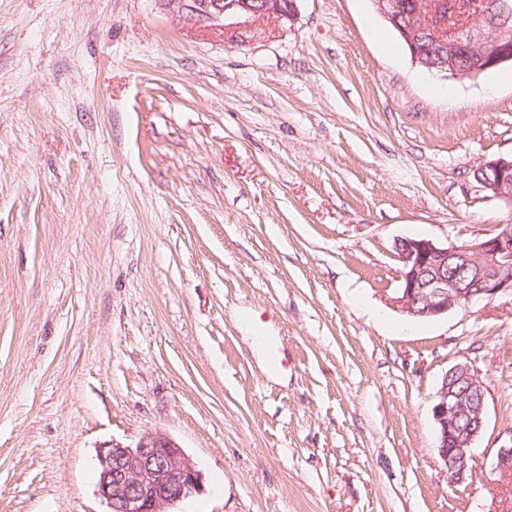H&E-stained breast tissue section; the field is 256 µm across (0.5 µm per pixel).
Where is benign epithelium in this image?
<instances>
[{
	"label": "benign epithelium",
	"mask_w": 512,
	"mask_h": 512,
	"mask_svg": "<svg viewBox=\"0 0 512 512\" xmlns=\"http://www.w3.org/2000/svg\"><path fill=\"white\" fill-rule=\"evenodd\" d=\"M184 24L218 30L245 44L265 20L292 21L296 0H160ZM377 12L404 39L414 63L457 79L473 78L512 63V0H474L476 13L458 17L448 0H374ZM474 179L512 214V156L479 165ZM401 287L391 304L412 319H433L472 303L512 292V218L474 239L443 246L426 238L394 245ZM485 383L458 362L441 377L431 408L438 456L450 481L465 480L472 448L485 426ZM465 415L463 431L454 421ZM96 493L108 512H170L201 491L203 474L168 434L147 432L132 444L113 442L97 455ZM494 470L512 472V443L498 448Z\"/></svg>",
	"instance_id": "7a95c632"
}]
</instances>
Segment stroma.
I'll use <instances>...</instances> for the list:
<instances>
[{"label": "stroma", "instance_id": "obj_1", "mask_svg": "<svg viewBox=\"0 0 512 512\" xmlns=\"http://www.w3.org/2000/svg\"><path fill=\"white\" fill-rule=\"evenodd\" d=\"M511 154L512 66L422 70L370 0L243 45L159 0H0V512H105L98 446L155 430L204 475L173 512H512V295L389 304L397 239L512 218L473 178ZM458 362L487 402L453 483ZM485 383L467 362L451 366L441 377L431 408L432 418L437 429L438 456L450 481L465 480L470 471L472 448L485 426L486 408ZM468 416L470 424L459 431L454 421ZM466 418L461 417L458 426H463Z\"/></svg>", "mask_w": 512, "mask_h": 512}]
</instances>
